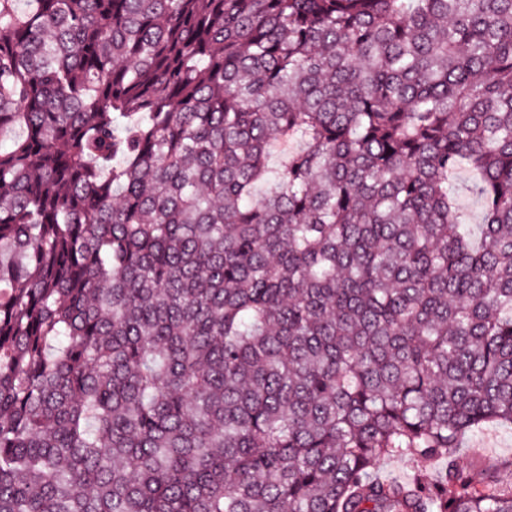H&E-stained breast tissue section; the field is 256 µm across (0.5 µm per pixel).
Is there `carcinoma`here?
<instances>
[{"label": "carcinoma", "mask_w": 512, "mask_h": 512, "mask_svg": "<svg viewBox=\"0 0 512 512\" xmlns=\"http://www.w3.org/2000/svg\"><path fill=\"white\" fill-rule=\"evenodd\" d=\"M16 126L0 512H512V0H0ZM475 179L476 175L466 167L461 168L456 176L457 184L462 191L460 202L469 209L471 214V223L480 224L482 219L481 206L479 202L476 199L470 197L465 190L466 187L470 185ZM458 449L459 464L470 471L474 479L483 477L489 467H497L504 484H512V471L504 465L512 461V429L489 427L472 433ZM422 473L428 478L435 477L436 467L410 457H392L382 462L377 475L382 479L405 482Z\"/></svg>", "instance_id": "cac0c4a2"}]
</instances>
